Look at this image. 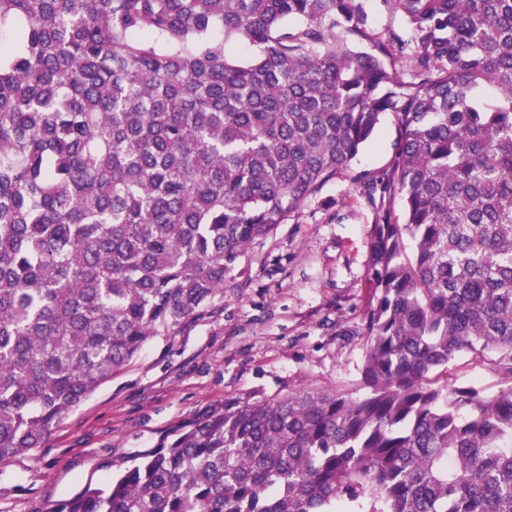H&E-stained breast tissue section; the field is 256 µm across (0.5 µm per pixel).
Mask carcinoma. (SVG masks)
I'll return each instance as SVG.
<instances>
[{
  "mask_svg": "<svg viewBox=\"0 0 512 512\" xmlns=\"http://www.w3.org/2000/svg\"><path fill=\"white\" fill-rule=\"evenodd\" d=\"M382 2L404 30L368 0H0V464L396 131L353 178L364 393L226 401L52 512H512V0ZM464 354L496 393L439 382ZM369 5L373 24L378 31L385 32L387 29L401 31L403 22L399 14L389 11L381 0H370ZM396 137L395 129L388 116L379 128L378 135L360 152L352 162L349 174L360 171L377 173L388 163L392 155V145Z\"/></svg>",
  "mask_w": 512,
  "mask_h": 512,
  "instance_id": "cac0c4a2",
  "label": "carcinoma"
}]
</instances>
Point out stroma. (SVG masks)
I'll use <instances>...</instances> for the list:
<instances>
[{
	"label": "stroma",
	"instance_id": "1",
	"mask_svg": "<svg viewBox=\"0 0 512 512\" xmlns=\"http://www.w3.org/2000/svg\"><path fill=\"white\" fill-rule=\"evenodd\" d=\"M395 137L383 120L352 172L381 171ZM375 218L350 180L329 182L298 218L250 249L241 287L153 337L55 425L43 447L0 466V512H50L226 400L356 388L364 350L346 330L364 315Z\"/></svg>",
	"mask_w": 512,
	"mask_h": 512
}]
</instances>
